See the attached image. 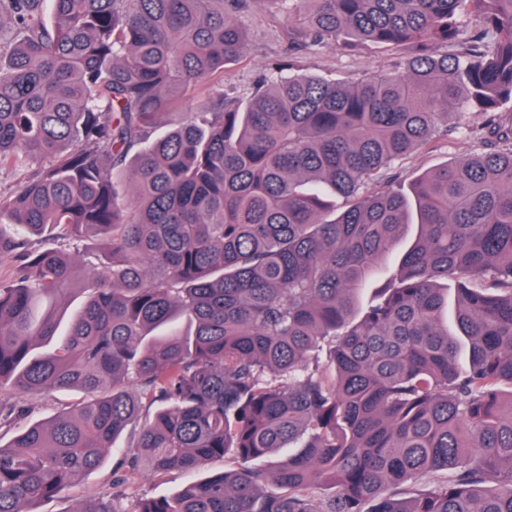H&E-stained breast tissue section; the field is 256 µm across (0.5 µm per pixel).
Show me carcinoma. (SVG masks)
Returning a JSON list of instances; mask_svg holds the SVG:
<instances>
[{"label": "carcinoma", "mask_w": 512, "mask_h": 512, "mask_svg": "<svg viewBox=\"0 0 512 512\" xmlns=\"http://www.w3.org/2000/svg\"><path fill=\"white\" fill-rule=\"evenodd\" d=\"M250 3L399 70L282 67L229 97ZM197 91L210 106L152 136ZM508 103L512 0H0V171L21 178L0 192V389L86 395L0 444V512L127 431L131 470L237 463L134 512H512ZM463 110L484 151L383 180Z\"/></svg>", "instance_id": "1"}]
</instances>
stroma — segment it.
<instances>
[{"label":"stroma","instance_id":"1","mask_svg":"<svg viewBox=\"0 0 512 512\" xmlns=\"http://www.w3.org/2000/svg\"><path fill=\"white\" fill-rule=\"evenodd\" d=\"M237 20L246 31L247 43L239 61L224 71V90L233 96L249 95L263 78L272 75L286 61L293 63L295 73L349 82L391 74L399 65L397 53L373 46L345 52L329 44L289 53L296 24L290 23L285 15L255 5L239 13ZM485 121V116L473 112L449 119L447 136L422 145L398 160L389 172L390 177L408 181L439 165L483 150V143L472 132ZM82 398V393L73 389L48 396L0 392V403L13 409L7 420L0 422V442L9 443L18 427L50 418ZM129 454L126 441H119L97 470L82 476L64 494L38 504V512H74L78 503L87 498L112 501L117 512H134L138 498L173 495L191 479L190 474L178 471L159 476L142 471L122 476L116 468L120 459Z\"/></svg>","mask_w":512,"mask_h":512}]
</instances>
